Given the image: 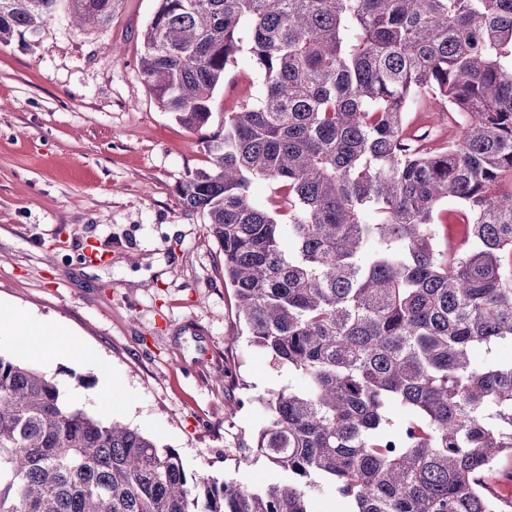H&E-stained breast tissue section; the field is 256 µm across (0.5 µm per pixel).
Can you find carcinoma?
Wrapping results in <instances>:
<instances>
[{
  "instance_id": "obj_1",
  "label": "carcinoma",
  "mask_w": 512,
  "mask_h": 512,
  "mask_svg": "<svg viewBox=\"0 0 512 512\" xmlns=\"http://www.w3.org/2000/svg\"><path fill=\"white\" fill-rule=\"evenodd\" d=\"M60 0H0V43ZM79 29L123 0H66ZM249 57L261 94L181 188L224 254L241 332L300 380L269 389L254 487L66 403L0 356V512H512V0H158L140 70L193 131ZM460 121L432 148L405 113ZM256 178L282 195L253 200ZM453 203L468 244L437 245ZM288 212V223L277 215Z\"/></svg>"
}]
</instances>
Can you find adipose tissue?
Instances as JSON below:
<instances>
[{
  "label": "adipose tissue",
  "mask_w": 512,
  "mask_h": 512,
  "mask_svg": "<svg viewBox=\"0 0 512 512\" xmlns=\"http://www.w3.org/2000/svg\"><path fill=\"white\" fill-rule=\"evenodd\" d=\"M0 334L12 336L15 346L31 356L44 358L64 350L78 360L86 357L85 351L70 341L68 329L57 321L31 322L17 312H0Z\"/></svg>",
  "instance_id": "adipose-tissue-1"
}]
</instances>
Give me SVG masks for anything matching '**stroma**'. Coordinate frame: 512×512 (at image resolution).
I'll list each match as a JSON object with an SVG mask.
<instances>
[{"label": "stroma", "instance_id": "stroma-1", "mask_svg": "<svg viewBox=\"0 0 512 512\" xmlns=\"http://www.w3.org/2000/svg\"><path fill=\"white\" fill-rule=\"evenodd\" d=\"M157 5L124 0L110 24L83 30L62 6L39 34L0 44V305L64 319L98 358L34 361L80 407L98 412L111 387L113 418L175 449L188 471L257 484L272 470L240 448L262 422L258 398L297 379L239 338L224 255L182 204L210 159L141 77ZM261 91L240 61L206 132Z\"/></svg>", "mask_w": 512, "mask_h": 512}]
</instances>
